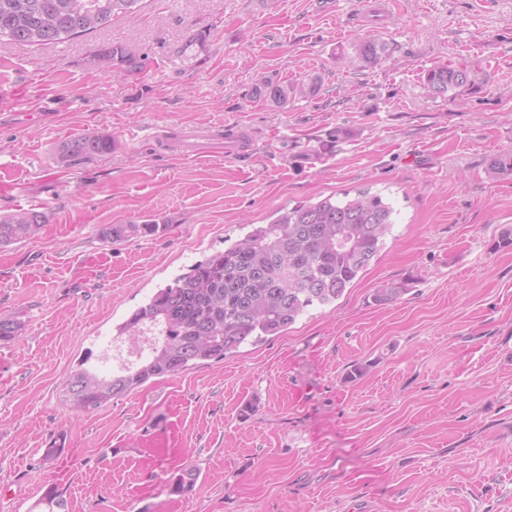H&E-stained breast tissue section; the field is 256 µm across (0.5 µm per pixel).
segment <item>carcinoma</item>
<instances>
[{"instance_id":"cac0c4a2","label":"carcinoma","mask_w":512,"mask_h":512,"mask_svg":"<svg viewBox=\"0 0 512 512\" xmlns=\"http://www.w3.org/2000/svg\"><path fill=\"white\" fill-rule=\"evenodd\" d=\"M141 0H0V40L34 46L84 37L118 16L134 20ZM360 60L376 64L386 44L356 41ZM145 56L134 46L110 44L94 50L89 62L132 74L144 67ZM470 81L465 66L440 64L427 72L434 96H444ZM317 85L260 81L254 94L276 105L289 97L312 94ZM112 151V135L91 132L61 142L58 161L71 165ZM497 175H512V153L490 164ZM395 209L376 193L360 192L349 199L329 195L315 203H298L267 224H254L242 239L191 267L148 303L116 326V338L136 344L147 330L157 332L148 353L109 377L80 369L67 378L68 401L81 412L95 410L130 393L154 377L171 376L207 361L222 360L242 344L262 342L288 329L311 308L333 304L378 256L395 224ZM46 220L34 209L0 217V244L36 235ZM166 224H112L104 237L120 241L131 236H156ZM406 284L377 289V305L397 301ZM185 469L173 478V491L188 490L197 478ZM49 512H67L55 488L42 497Z\"/></svg>"}]
</instances>
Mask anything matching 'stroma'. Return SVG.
<instances>
[{
	"label": "stroma",
	"mask_w": 512,
	"mask_h": 512,
	"mask_svg": "<svg viewBox=\"0 0 512 512\" xmlns=\"http://www.w3.org/2000/svg\"><path fill=\"white\" fill-rule=\"evenodd\" d=\"M359 0H142L136 20L44 46L0 41V214L45 213L0 245V512H512V0H390L377 64L353 62ZM201 35L204 47L189 46ZM107 43L128 75L85 63ZM470 83L432 96L429 69ZM317 80L282 106L259 79ZM239 122L242 159L188 158L126 128ZM102 131L113 152L68 167L59 143ZM366 189L395 224L342 297L221 361L155 377L90 412L65 381L97 367L157 290L279 209ZM168 225L110 243L102 229ZM405 282L396 303L372 294ZM363 375H355V368ZM62 440L63 451L46 450ZM195 467L192 488L174 493ZM88 61L103 68H111L116 72L132 74L144 67L145 56L134 46L110 44L98 47L90 55Z\"/></svg>",
	"instance_id": "stroma-1"
}]
</instances>
